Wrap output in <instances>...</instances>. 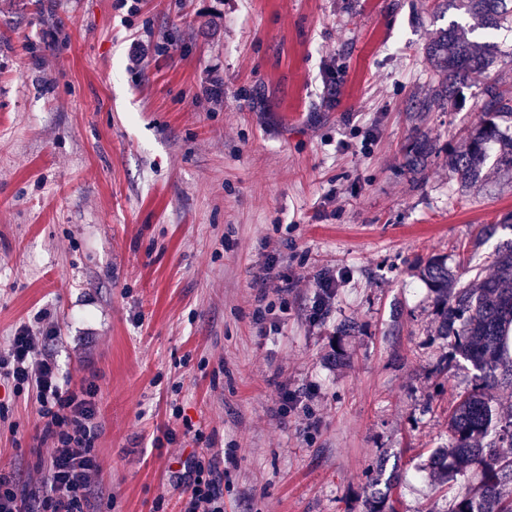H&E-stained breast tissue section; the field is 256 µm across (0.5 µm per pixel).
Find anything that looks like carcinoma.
Returning <instances> with one entry per match:
<instances>
[{
  "mask_svg": "<svg viewBox=\"0 0 512 512\" xmlns=\"http://www.w3.org/2000/svg\"><path fill=\"white\" fill-rule=\"evenodd\" d=\"M466 23L452 21L437 30L426 46L431 76L428 93L417 104L420 112L454 107L463 89L476 75L484 76L481 103L477 108L465 148H448V172L463 187H472L485 177V165L503 178L512 179V92L503 88L500 74L493 73L500 54L491 42L478 43L468 33L493 31L512 25L507 0H448ZM437 144L417 132L405 147L411 170L423 172ZM512 224H482L473 241L477 248ZM488 272L473 288L457 287V274L446 260L431 256L418 260L423 281L435 294L438 316L436 335L448 345V353L436 363V372L446 375L469 364L474 383L465 390L448 419L451 447L433 454L431 464L442 483L471 469L476 482L462 485L445 512H512V495L503 488L512 485V416L503 417L492 408L488 390L500 385L512 388V357L502 346L504 329L512 325V240L486 256ZM363 512H395L389 503L391 480L376 477Z\"/></svg>",
  "mask_w": 512,
  "mask_h": 512,
  "instance_id": "obj_1",
  "label": "carcinoma"
}]
</instances>
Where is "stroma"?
<instances>
[{
	"mask_svg": "<svg viewBox=\"0 0 512 512\" xmlns=\"http://www.w3.org/2000/svg\"><path fill=\"white\" fill-rule=\"evenodd\" d=\"M437 0H0V349L45 312L63 380L98 389L89 512H179L181 455L233 452L224 512H443L429 453L471 383L436 376L417 259L462 260L512 187L424 176L481 101L425 114ZM146 40L141 63L132 46ZM473 248L463 281L496 246ZM278 243L288 295L261 286ZM335 273L311 322L313 276ZM302 396L303 408L282 400ZM0 467L37 488L33 398L0 383ZM199 435H182L183 419ZM179 432L168 443L167 431ZM437 152V144L422 132H416L405 147L408 165L417 174L425 170L429 157ZM391 480L387 478L384 487L381 488L382 480L379 477L373 478L369 483L370 494L363 502V512H395L394 506L389 503ZM388 508V510H385Z\"/></svg>",
	"mask_w": 512,
	"mask_h": 512,
	"instance_id": "stroma-1",
	"label": "stroma"
}]
</instances>
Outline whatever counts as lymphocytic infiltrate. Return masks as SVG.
I'll return each instance as SVG.
<instances>
[{"mask_svg": "<svg viewBox=\"0 0 512 512\" xmlns=\"http://www.w3.org/2000/svg\"><path fill=\"white\" fill-rule=\"evenodd\" d=\"M52 332L49 326L20 325L0 350V379L12 382L16 392H32L42 439L52 445L41 490L22 493L14 472L0 468V512H87L99 471L97 389L62 383L56 358L44 349ZM221 463L215 455L184 461L172 482L188 494L183 512H224Z\"/></svg>", "mask_w": 512, "mask_h": 512, "instance_id": "lymphocytic-infiltrate-1", "label": "lymphocytic infiltrate"}]
</instances>
